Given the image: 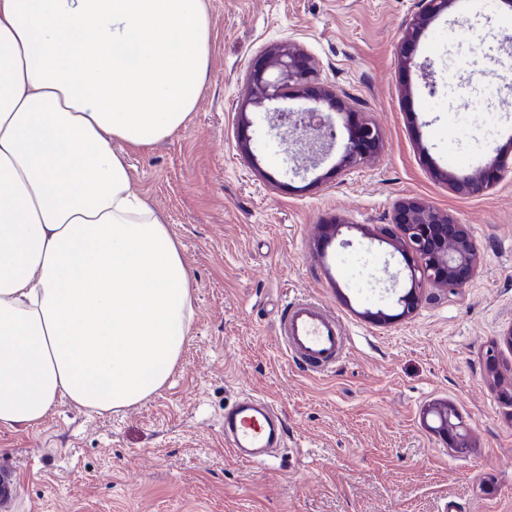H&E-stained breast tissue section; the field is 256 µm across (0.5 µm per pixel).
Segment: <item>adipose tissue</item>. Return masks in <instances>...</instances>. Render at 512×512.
Returning a JSON list of instances; mask_svg holds the SVG:
<instances>
[{
    "label": "adipose tissue",
    "instance_id": "1",
    "mask_svg": "<svg viewBox=\"0 0 512 512\" xmlns=\"http://www.w3.org/2000/svg\"><path fill=\"white\" fill-rule=\"evenodd\" d=\"M209 40L203 0H0V430L166 384L189 277L113 145L184 123Z\"/></svg>",
    "mask_w": 512,
    "mask_h": 512
}]
</instances>
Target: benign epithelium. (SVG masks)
Here are the masks:
<instances>
[{"label":"benign epithelium","mask_w":512,"mask_h":512,"mask_svg":"<svg viewBox=\"0 0 512 512\" xmlns=\"http://www.w3.org/2000/svg\"><path fill=\"white\" fill-rule=\"evenodd\" d=\"M422 10L409 21L403 36L402 58L409 60L408 50L420 31L433 19L456 5V0H422ZM293 89L302 97H309L314 105L301 110L275 108L278 123L273 126L276 135L291 146H299L314 154L327 153L336 143L333 112L343 110L336 93L314 83L303 52L294 45L275 44L252 64L241 119L245 109L252 105L264 107L286 99L285 90ZM380 145L378 127L369 121L358 124L343 144L339 166L355 169L375 154ZM437 177L448 187L479 196L487 192L493 182L479 171L465 179H458L451 171H440ZM395 239L392 243L408 259L410 289L400 298L404 310L411 312L418 303L420 289L438 285L453 289L470 276L479 262V251L466 225L456 222L448 213L416 199L400 200L394 209ZM429 413L438 418L435 430L457 453L471 447V441L455 410L445 403L433 405Z\"/></svg>","instance_id":"benign-epithelium-1"}]
</instances>
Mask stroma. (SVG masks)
Masks as SVG:
<instances>
[{
	"instance_id": "stroma-1",
	"label": "stroma",
	"mask_w": 512,
	"mask_h": 512,
	"mask_svg": "<svg viewBox=\"0 0 512 512\" xmlns=\"http://www.w3.org/2000/svg\"><path fill=\"white\" fill-rule=\"evenodd\" d=\"M205 6L211 60L194 110L149 149L117 147L179 245L190 339L147 401L100 413L61 401L39 427L0 431V468L12 471L4 512H512V379L486 365L491 350L512 361V170L480 196L436 177L512 156V84L485 81L512 57V0L441 15L407 68L402 32L421 0ZM284 41L349 104L338 137L349 122L378 126L381 147L359 168L339 169L335 154L291 160L273 113L241 110L251 63ZM409 197L466 224L481 262L406 315V263L380 234ZM331 220L341 229L328 239L318 228ZM288 295L342 318L351 349L334 372L287 360L277 320ZM377 311L390 321L372 320ZM247 393L272 401L287 428L263 466L224 445V408ZM438 403L462 418L465 453L434 433Z\"/></svg>"
}]
</instances>
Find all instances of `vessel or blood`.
Segmentation results:
<instances>
[{
	"label": "vessel or blood",
	"mask_w": 512,
	"mask_h": 512,
	"mask_svg": "<svg viewBox=\"0 0 512 512\" xmlns=\"http://www.w3.org/2000/svg\"><path fill=\"white\" fill-rule=\"evenodd\" d=\"M279 338L287 357L316 374L334 371L350 346L338 315L321 302L298 297L283 303ZM284 436L280 416L262 397L247 395L224 411L225 445L244 462H263L266 449L280 446Z\"/></svg>",
	"instance_id": "vessel-or-blood-1"
}]
</instances>
